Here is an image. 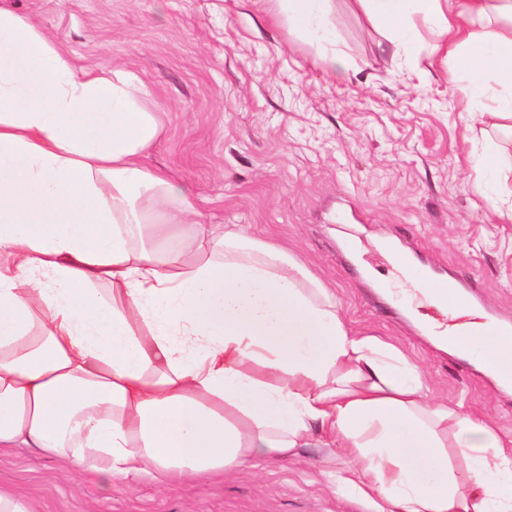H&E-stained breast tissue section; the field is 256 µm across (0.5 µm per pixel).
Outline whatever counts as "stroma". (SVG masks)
Segmentation results:
<instances>
[{"instance_id":"35a3bbf8","label":"stroma","mask_w":512,"mask_h":512,"mask_svg":"<svg viewBox=\"0 0 512 512\" xmlns=\"http://www.w3.org/2000/svg\"><path fill=\"white\" fill-rule=\"evenodd\" d=\"M53 35L74 61L131 78L163 127L149 165L195 197L209 224H242L300 256L333 288L346 321L419 363L432 397L461 403L512 437V390L417 325L450 326L429 304L410 318L380 244L412 248L444 275L476 283L512 316V221L479 187L482 138L512 131L471 121L448 87L447 35L398 46L361 0H332L343 66L291 28L278 0H0ZM328 451L222 479L159 489L78 484L24 448L0 452V489L36 512H375L325 473Z\"/></svg>"}]
</instances>
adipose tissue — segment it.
<instances>
[{"mask_svg":"<svg viewBox=\"0 0 512 512\" xmlns=\"http://www.w3.org/2000/svg\"><path fill=\"white\" fill-rule=\"evenodd\" d=\"M338 62L332 0H280ZM393 40L420 14L448 32L471 118L512 123V0H362ZM482 25H475V18ZM145 89L78 66L0 7V450L28 448L103 485H174L342 452L384 512H512V443L428 397L420 367L353 331L294 254L202 220L146 162L161 128ZM477 171L512 219V156Z\"/></svg>","mask_w":512,"mask_h":512,"instance_id":"ef3b65f1","label":"adipose tissue"}]
</instances>
